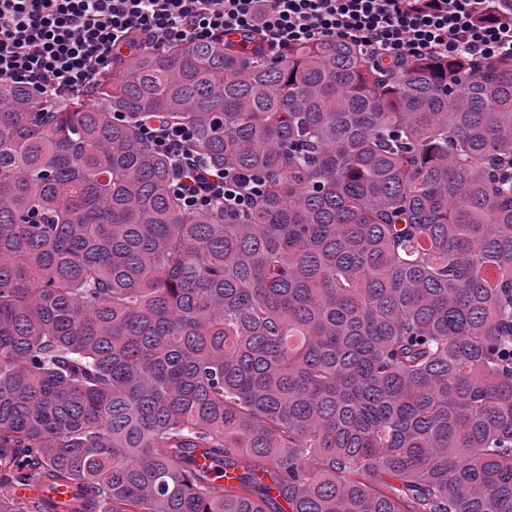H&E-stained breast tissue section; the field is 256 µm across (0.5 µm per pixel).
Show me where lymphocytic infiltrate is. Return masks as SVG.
Instances as JSON below:
<instances>
[{"mask_svg": "<svg viewBox=\"0 0 512 512\" xmlns=\"http://www.w3.org/2000/svg\"><path fill=\"white\" fill-rule=\"evenodd\" d=\"M258 41L263 58L324 39L357 44L373 67L467 55L512 56V4L505 0H0V81L47 100L79 97L131 51L216 39ZM142 143L167 158L184 209L251 210L265 184L226 174L196 147L183 123L144 122Z\"/></svg>", "mask_w": 512, "mask_h": 512, "instance_id": "obj_1", "label": "lymphocytic infiltrate"}]
</instances>
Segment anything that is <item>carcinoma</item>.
Instances as JSON below:
<instances>
[{
    "label": "carcinoma",
    "mask_w": 512,
    "mask_h": 512,
    "mask_svg": "<svg viewBox=\"0 0 512 512\" xmlns=\"http://www.w3.org/2000/svg\"><path fill=\"white\" fill-rule=\"evenodd\" d=\"M156 116L256 207L183 210ZM44 478L64 512H512V57L0 82V512H53L7 492Z\"/></svg>",
    "instance_id": "1"
}]
</instances>
